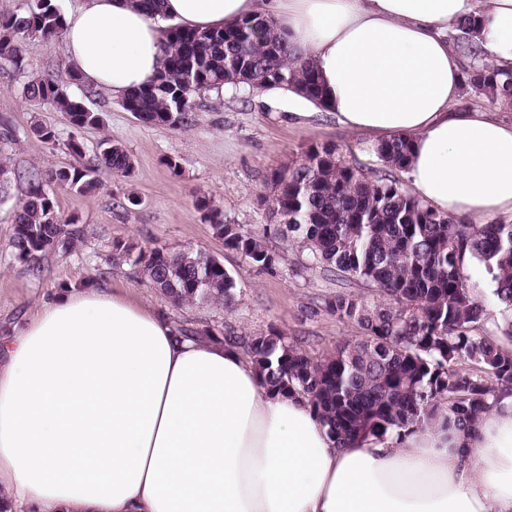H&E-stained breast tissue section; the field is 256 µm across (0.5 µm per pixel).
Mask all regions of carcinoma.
<instances>
[{"label": "carcinoma", "instance_id": "1", "mask_svg": "<svg viewBox=\"0 0 512 512\" xmlns=\"http://www.w3.org/2000/svg\"><path fill=\"white\" fill-rule=\"evenodd\" d=\"M63 20L51 0H27L26 9L0 15V60L25 70L27 41L56 39L64 31ZM471 27V21H464L452 36L456 49L470 59L465 86L512 106V68L489 71L479 65ZM163 54V69L151 84L121 102L147 124L191 127L195 95L226 84L291 91L326 108L315 67L291 57L288 43L261 17L213 31L171 25L163 32ZM230 59L251 70V81L224 76V62ZM79 83L71 70L64 78L48 72L28 81L23 93L31 102L49 103L66 113L75 129L97 125L99 113L67 92L68 85ZM412 140L397 134L379 142L373 150L375 169L352 166L325 147H310L304 159L279 170L288 175V183L280 187L277 208L292 218L286 228L297 235L312 263L380 291L381 300L373 305L347 293L329 303L338 318L359 325L360 340L316 361L281 333L238 335L219 327H177L182 336H217L244 351L255 360L264 385L307 399L339 443L363 434L399 439L438 412L448 425L472 428L499 393L512 390V349L472 335L487 320L486 305L461 273L465 262L476 260L491 275L494 300L504 316L496 329L511 338L512 224H463L413 195L388 173L404 169ZM102 167L124 176L132 163L121 146L107 140L92 163L45 178L27 175L12 246L34 275H42L47 253L73 247L84 237L76 221L60 215L46 185L91 193L100 186ZM198 207L225 247L261 269L274 265L276 255L266 236L224 222V213L205 198ZM110 260L139 268L150 285L177 305L212 301L227 310L235 305L236 280L206 253L156 247L135 254L115 244Z\"/></svg>", "mask_w": 512, "mask_h": 512}]
</instances>
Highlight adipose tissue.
Returning a JSON list of instances; mask_svg holds the SVG:
<instances>
[{
	"label": "adipose tissue",
	"mask_w": 512,
	"mask_h": 512,
	"mask_svg": "<svg viewBox=\"0 0 512 512\" xmlns=\"http://www.w3.org/2000/svg\"><path fill=\"white\" fill-rule=\"evenodd\" d=\"M272 20L348 130L413 137L406 173L472 223L512 213V124L452 105L448 32L477 22L512 66V0H83L65 26L82 80L122 98L163 61L162 31ZM0 512H512V395L476 431L430 421L338 444L300 396L268 389L223 339L180 337L110 284L53 295L0 332Z\"/></svg>",
	"instance_id": "adipose-tissue-1"
}]
</instances>
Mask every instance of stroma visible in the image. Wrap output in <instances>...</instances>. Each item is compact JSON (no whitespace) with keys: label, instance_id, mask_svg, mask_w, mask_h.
I'll return each mask as SVG.
<instances>
[{"label":"stroma","instance_id":"obj_1","mask_svg":"<svg viewBox=\"0 0 512 512\" xmlns=\"http://www.w3.org/2000/svg\"><path fill=\"white\" fill-rule=\"evenodd\" d=\"M25 55L24 71L0 64V116L11 128L10 137L0 140V165L46 174L78 167L89 164L99 142L108 138L126 150L133 170L126 177L101 170V187L92 194L54 187L61 215L77 220L85 237L75 248L47 253L46 273L40 280L13 254L14 213L26 185L12 182L0 201V329L22 320L44 299L66 288L107 280L133 301L162 310L173 323L189 328L218 325L241 335L275 331L303 341L318 358L332 354L338 344L359 339L360 327L339 320L327 304L339 293H352L371 303L380 298L376 288L326 275L310 265L298 239L284 234L267 240L277 256L275 264L257 268L225 247L210 224L204 223L197 200L210 199L228 223L262 232L270 216L261 200L270 191L275 171L301 160L311 146L335 149L337 156L357 167L374 164L371 137L349 131L334 113L280 90L202 92L195 97L193 125L178 130L143 123L105 91L87 95L83 83L70 86L69 92L98 112L102 122L75 130L64 112L29 102L22 94L34 76L47 71L61 74L69 68L63 39L28 42ZM38 124L54 129L56 139L37 136L33 128ZM72 134L83 143V156L67 149L66 140ZM130 196L138 197L139 205L127 204ZM117 243L137 250L163 247L215 256L238 284L235 307L228 312L206 302L173 305L137 268L110 263ZM462 273L489 313L478 335L498 339L496 325L502 316L493 300V283L473 261L464 265Z\"/></svg>","mask_w":512,"mask_h":512}]
</instances>
